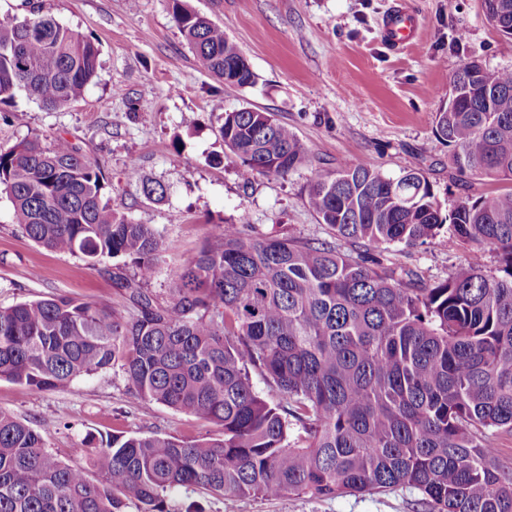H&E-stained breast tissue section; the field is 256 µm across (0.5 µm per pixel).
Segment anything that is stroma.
<instances>
[{
	"label": "stroma",
	"mask_w": 512,
	"mask_h": 512,
	"mask_svg": "<svg viewBox=\"0 0 512 512\" xmlns=\"http://www.w3.org/2000/svg\"><path fill=\"white\" fill-rule=\"evenodd\" d=\"M41 14L100 47L98 78L83 96L48 110L18 94L0 112V146L63 136L98 162L112 206L131 221L150 224L166 243L165 264L151 289L166 299L171 273L197 251L217 225L247 214L253 234L300 241L332 240L308 207L316 172L344 161L398 173L416 165L433 185L442 213L459 196L506 189L493 178L458 184L449 177V148L435 134V115L448 100L459 61L512 67V38L483 15L481 0H185L223 27L257 75L255 86L224 85L198 69L175 25L170 0H34ZM418 18L419 35L395 50L381 29L393 6ZM139 112L127 109L128 100ZM243 107L271 112L293 128L311 161L285 176H239V160L219 128L225 112ZM163 184L156 200L145 182ZM0 193V307L66 295L99 301L126 316L131 307L107 268L55 253L32 242L14 224ZM470 245L440 242L391 246L383 265L420 271L424 284L443 281L464 265ZM0 409L39 431L48 449L69 465L85 466L88 440L114 429L201 439L211 424L162 405H141L119 369L75 381L64 390L35 393L0 379ZM410 489L335 498L286 494L276 499L206 497V512H415Z\"/></svg>",
	"instance_id": "35a3bbf8"
}]
</instances>
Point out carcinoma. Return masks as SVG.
<instances>
[{
	"label": "carcinoma",
	"instance_id": "cac0c4a2",
	"mask_svg": "<svg viewBox=\"0 0 512 512\" xmlns=\"http://www.w3.org/2000/svg\"><path fill=\"white\" fill-rule=\"evenodd\" d=\"M512 29V0H481ZM198 67L222 82L243 54L224 28L173 0ZM99 48L33 6L0 19V106L22 92L48 109L79 99L97 77ZM452 106L435 133L456 175L512 182V67L463 59ZM220 136L239 175L285 176L308 148L272 113L224 112ZM99 164L63 137L0 146V190L36 244L112 274L132 304L58 295L0 307V379L33 392L65 389L119 367L142 404L216 427L205 440L113 430L86 449V469L59 461L43 437L0 410V512H168L167 492L200 489L238 500L285 493L336 497L408 488L421 512H512V187L458 200L448 216L414 166L387 175L352 163L316 172L307 203L336 241L260 238L246 216L222 224L176 273L169 298L150 289L164 243L104 200ZM476 254L447 279L383 267L373 251L425 244ZM363 250L352 254L339 242ZM499 257L485 271L483 252ZM260 372L270 396L255 390Z\"/></svg>",
	"mask_w": 512,
	"mask_h": 512
}]
</instances>
